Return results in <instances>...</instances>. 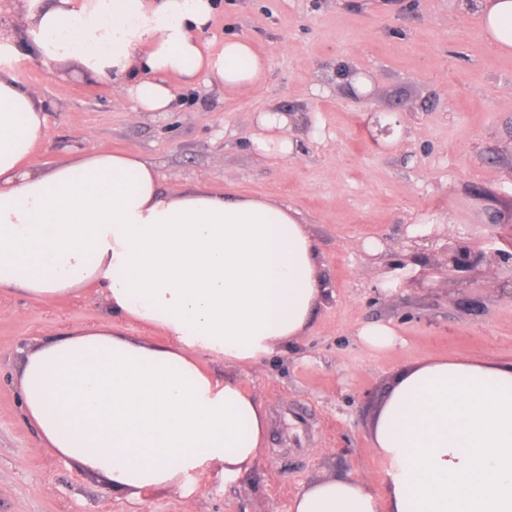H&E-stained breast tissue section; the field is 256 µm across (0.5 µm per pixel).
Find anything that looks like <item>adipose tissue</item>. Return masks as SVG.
I'll use <instances>...</instances> for the list:
<instances>
[{
  "label": "adipose tissue",
  "mask_w": 512,
  "mask_h": 512,
  "mask_svg": "<svg viewBox=\"0 0 512 512\" xmlns=\"http://www.w3.org/2000/svg\"><path fill=\"white\" fill-rule=\"evenodd\" d=\"M483 29L512 53V0H478ZM24 50L91 76L123 77L136 111L167 112L180 85L235 94L266 65L242 37L199 38L213 0H26ZM288 122L270 107L255 149L285 158ZM43 101L0 68V289L43 302L94 286L109 320L23 351L19 391L42 449L138 497L210 471L225 481L258 463L265 407L239 379L201 363L246 366L298 341L322 301L314 241L277 203L198 187L168 193L154 165L104 147L46 170ZM160 329L147 341L112 319ZM384 495L325 478L290 512H512V363L426 358L404 370L371 427Z\"/></svg>",
  "instance_id": "obj_1"
}]
</instances>
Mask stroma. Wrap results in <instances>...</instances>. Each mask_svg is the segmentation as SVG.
Returning <instances> with one entry per match:
<instances>
[{
  "label": "stroma",
  "instance_id": "1",
  "mask_svg": "<svg viewBox=\"0 0 512 512\" xmlns=\"http://www.w3.org/2000/svg\"><path fill=\"white\" fill-rule=\"evenodd\" d=\"M229 36L265 58L263 81L229 96L189 85L168 112L133 111L109 76L23 54L10 67L44 104L33 167L105 147L154 163L163 190L201 186L298 213L326 290L309 329L243 368L207 362L267 408L265 450L238 481L214 472L137 500L39 450L19 351L106 322L105 299L89 288L46 304L1 289L0 512H289L301 489L331 476L380 493L370 428L399 372L429 357L512 361V295L485 274L450 287L445 269L424 262L460 237L489 252L512 238V55L486 39L475 0H216L200 38ZM351 70L371 106L352 98ZM270 105L288 119L284 159L250 142ZM379 113L397 120L390 136L369 134ZM372 322L390 324L400 344L366 350L356 331Z\"/></svg>",
  "mask_w": 512,
  "mask_h": 512
}]
</instances>
